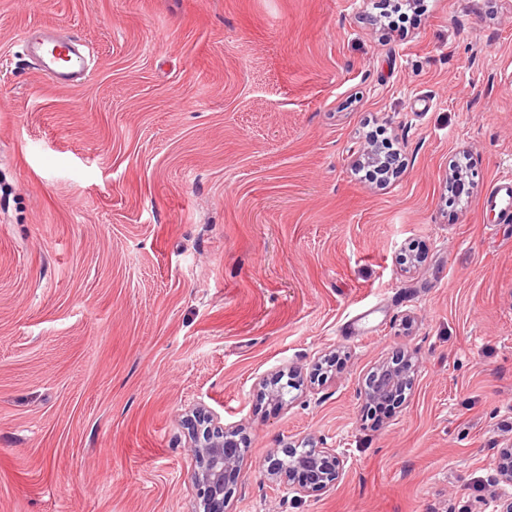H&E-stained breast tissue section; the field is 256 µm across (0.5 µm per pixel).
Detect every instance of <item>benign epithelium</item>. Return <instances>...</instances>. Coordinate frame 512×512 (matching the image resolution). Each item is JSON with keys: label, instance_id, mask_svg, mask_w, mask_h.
<instances>
[{"label": "benign epithelium", "instance_id": "1", "mask_svg": "<svg viewBox=\"0 0 512 512\" xmlns=\"http://www.w3.org/2000/svg\"><path fill=\"white\" fill-rule=\"evenodd\" d=\"M410 361L397 358L371 373L364 394L367 401L399 404L407 384L411 383ZM229 431L214 422L213 414L204 407L195 411L191 421L190 448L197 469L194 481L199 491L202 512H229L231 477L240 470L242 449ZM284 457L270 460L267 473L285 491L314 497L333 487L344 472V460L336 450L324 445L297 451L283 450ZM498 481L512 485V448L505 449L497 465Z\"/></svg>", "mask_w": 512, "mask_h": 512}]
</instances>
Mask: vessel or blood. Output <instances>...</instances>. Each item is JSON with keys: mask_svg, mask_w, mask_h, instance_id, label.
I'll return each mask as SVG.
<instances>
[{"mask_svg": "<svg viewBox=\"0 0 512 512\" xmlns=\"http://www.w3.org/2000/svg\"><path fill=\"white\" fill-rule=\"evenodd\" d=\"M22 38L30 55L39 63L44 74L53 81L71 84L84 78L85 61L77 43L63 44L37 30L24 32ZM488 202L498 207L502 221L512 222L511 174L503 175L493 185Z\"/></svg>", "mask_w": 512, "mask_h": 512, "instance_id": "obj_1", "label": "vessel or blood"}]
</instances>
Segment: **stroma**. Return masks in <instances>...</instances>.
<instances>
[{"label":"stroma","instance_id":"35a3bbf8","mask_svg":"<svg viewBox=\"0 0 512 512\" xmlns=\"http://www.w3.org/2000/svg\"><path fill=\"white\" fill-rule=\"evenodd\" d=\"M0 0V512H495L512 446V0ZM86 44L60 88L28 27ZM393 173L360 176L367 136ZM466 159L468 196L446 173ZM404 401L369 418L379 366ZM293 375L283 401L259 382ZM320 442L316 497L268 459ZM499 206V217L503 222H512V175H503L492 187L488 205ZM411 369L409 360L396 358L377 368L368 377L364 394L367 401L377 403L373 408L375 415L379 413L377 417L388 414L391 405L402 402L406 386L411 383ZM381 401H389L391 405ZM233 434V430L217 425L213 414L205 407L196 409L189 437L197 462L193 475L199 491L196 512L230 511L229 485L231 477L240 471L243 459L242 448H238ZM284 458L270 459L267 473L284 491L314 497L333 487L344 472V460L334 448L311 445L298 452L285 448Z\"/></svg>","mask_w":512,"mask_h":512}]
</instances>
